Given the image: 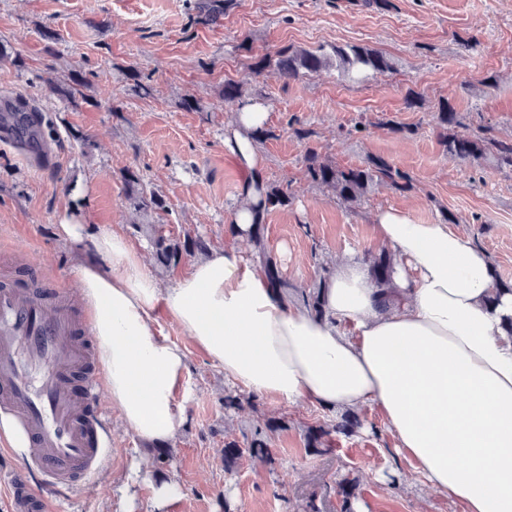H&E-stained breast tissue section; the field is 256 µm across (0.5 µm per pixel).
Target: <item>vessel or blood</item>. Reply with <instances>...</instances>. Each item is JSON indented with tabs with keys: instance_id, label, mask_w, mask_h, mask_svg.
Wrapping results in <instances>:
<instances>
[{
	"instance_id": "vessel-or-blood-1",
	"label": "vessel or blood",
	"mask_w": 512,
	"mask_h": 512,
	"mask_svg": "<svg viewBox=\"0 0 512 512\" xmlns=\"http://www.w3.org/2000/svg\"><path fill=\"white\" fill-rule=\"evenodd\" d=\"M89 328L70 301L44 289L0 286V410L23 426L27 467H0L10 512H54L50 489L88 486L108 446L99 435L100 388Z\"/></svg>"
}]
</instances>
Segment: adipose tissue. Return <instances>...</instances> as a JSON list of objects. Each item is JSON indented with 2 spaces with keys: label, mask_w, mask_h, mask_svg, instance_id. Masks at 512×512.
Instances as JSON below:
<instances>
[{
  "label": "adipose tissue",
  "mask_w": 512,
  "mask_h": 512,
  "mask_svg": "<svg viewBox=\"0 0 512 512\" xmlns=\"http://www.w3.org/2000/svg\"><path fill=\"white\" fill-rule=\"evenodd\" d=\"M266 122L262 106H248L224 130L248 174L231 216L238 239L256 220L264 159L251 135ZM376 230L394 257L391 286L345 260L323 283L320 317L234 249L210 252L164 288L123 235L94 237L80 291L127 428L155 444L174 433L187 364L156 329L165 317L250 393L340 410L377 405L430 487L464 512H512V293L492 301L489 255L445 221L420 224L390 208Z\"/></svg>",
  "instance_id": "1"
}]
</instances>
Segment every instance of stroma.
<instances>
[{"label": "stroma", "mask_w": 512, "mask_h": 512, "mask_svg": "<svg viewBox=\"0 0 512 512\" xmlns=\"http://www.w3.org/2000/svg\"><path fill=\"white\" fill-rule=\"evenodd\" d=\"M201 0H0V47L19 64H0V98L23 95L41 111L55 155L42 161L0 142V269L9 283H47L78 292L72 246L61 223L75 219L85 236L123 233L162 284L186 273L193 258L160 269L141 232L163 225L173 237L200 235L212 249L227 243L226 226L246 174L224 148V128L238 110L225 102V82L243 100L264 104L269 139L259 146L265 181L287 186L288 208L265 217L264 239L289 293L311 288L342 260H365L381 249L374 223L387 208L429 224L451 215L450 229L491 256L512 282V168L450 161L438 136L439 101L463 117L465 133L512 139V0H388L381 7L351 0H234L210 25L196 23ZM55 41H48L46 32ZM292 45L331 51L367 46L392 70L348 81L336 65L287 81L274 69L255 73V57ZM137 71L150 92L127 79ZM85 76L78 103L48 87L69 74ZM425 104L407 109L408 91ZM197 110L183 107L185 97ZM122 112L113 115V104ZM362 132H355V125ZM311 133L298 139L294 128ZM315 149L342 167L381 157L407 172L412 187L375 186L357 205L342 202L305 175ZM139 170L165 209L143 215L126 198L124 168ZM165 337L186 355L176 394L180 416L171 456L158 462L154 445L136 437L103 393L112 438L109 457L86 490L58 487L61 512H341L343 479H357L363 512H463L426 485L398 448L376 405L356 408L352 436H331L327 451L305 446L308 427L339 418L338 410L251 396L224 414L233 384L224 370L173 322ZM270 461L243 457L224 471V440L242 439L267 420ZM182 495L156 510L160 477Z\"/></svg>", "instance_id": "35a3bbf8"}]
</instances>
